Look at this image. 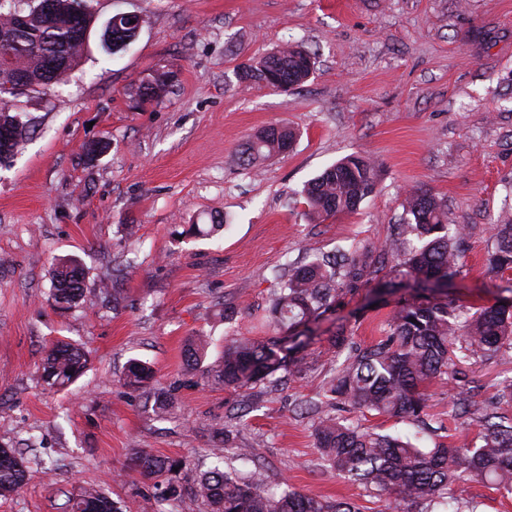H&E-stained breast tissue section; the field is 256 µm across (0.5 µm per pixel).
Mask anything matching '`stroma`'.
Returning a JSON list of instances; mask_svg holds the SVG:
<instances>
[{"mask_svg":"<svg viewBox=\"0 0 512 512\" xmlns=\"http://www.w3.org/2000/svg\"><path fill=\"white\" fill-rule=\"evenodd\" d=\"M90 35L65 83L20 97L31 123L22 148L0 163V446L20 450L26 485L0 498V512H66L95 487L122 512H183L156 502L154 478L133 472L143 453L185 457L190 484L213 460L214 428L228 426L225 470H261L266 487L290 486L385 512L363 486L321 459L300 401L317 396L336 365L327 331L309 350L303 378L250 390L204 385L186 374L189 336L263 337L261 317L284 269L351 244L382 246L402 223L414 188L443 199L448 221L467 228L454 284L464 305L493 302L505 275L491 271V226L512 217V0H90ZM140 18L134 42L107 54L101 34L116 13ZM311 53L309 79L282 92L239 78L242 65L285 44ZM167 72L172 87L135 107L143 77ZM285 124L290 151L241 165L243 145ZM108 138L88 161L83 146ZM352 154L368 156L376 190L358 210L309 219L304 185ZM223 218L209 238L188 225ZM74 256L86 273L83 304L58 310L53 258ZM123 267L120 295L99 292ZM367 288L336 311L355 342L384 334L390 306L367 308ZM234 307L232 321L221 309ZM58 340L83 346L89 370L62 391L43 387L38 367ZM155 376L133 391L119 377L129 360ZM465 389L435 380L428 392L433 447L475 439L460 398L482 400L512 379V359L463 366ZM171 390L167 416L154 396Z\"/></svg>","mask_w":512,"mask_h":512,"instance_id":"35a3bbf8","label":"stroma"}]
</instances>
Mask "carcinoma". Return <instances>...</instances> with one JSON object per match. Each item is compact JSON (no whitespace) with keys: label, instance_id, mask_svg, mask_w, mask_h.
Instances as JSON below:
<instances>
[{"label":"carcinoma","instance_id":"1","mask_svg":"<svg viewBox=\"0 0 512 512\" xmlns=\"http://www.w3.org/2000/svg\"><path fill=\"white\" fill-rule=\"evenodd\" d=\"M27 12L28 24L21 36L22 49L14 52L17 70L28 79V90L48 88L64 80L81 58L83 47L76 28L92 21L88 0H53L55 21L38 9ZM112 53L135 38L139 25L124 14L113 15ZM306 50L285 45L259 59L253 66L255 81L273 74L299 86L308 70L300 66ZM13 70L0 67V161L15 155L24 143L28 127L13 113L23 91L6 88L13 83ZM168 87L167 74L142 81L140 105L158 99ZM293 130L280 126L264 129L247 141L243 163L281 152L293 143ZM375 189L374 168L362 155L347 156L327 167L309 182L303 197L309 213L327 219L350 213ZM406 219L399 236L381 250L396 263L377 280L376 296L396 289H411L410 298L397 302L387 320V331L377 343L360 347L344 326L329 337L336 353L348 351L342 367L327 382L324 398L302 404L313 416V433L324 463L337 475L365 486L386 508L406 506L404 512H476V506L450 495L462 479L512 491V379L503 380L491 398L470 401L464 412L479 413L476 439L452 445L423 448L408 438L364 430L338 416L343 406L362 413L407 419L413 423L426 415L428 385L457 375L454 358L481 361L512 356V285L502 288L493 305L471 311L448 293V285L460 272V249L466 228L448 223L442 199L428 189H415L403 204ZM496 250L489 255L490 269L512 270V221L491 225ZM370 252L350 249L339 255H322L291 271L274 291L266 325L275 335L232 338L224 354L206 362L212 337L194 336L184 349L186 372L201 373L212 385L241 389L264 379L273 380L282 371L288 377L302 375L306 351L313 340L311 325L336 310L347 293L368 274ZM55 305L71 310L85 297V274L74 258L60 259L50 272ZM85 352L70 343H55L42 359L41 379L52 390L70 386L87 368ZM153 378V369L141 360L128 363L122 385L138 390ZM15 448H0V497L18 492L27 472ZM187 459L142 454L136 468L145 476H166L155 487L160 502L182 499L184 508L202 499L210 512H358L345 500L323 498L285 487L278 494L265 487L262 473L247 477L227 473L215 466L202 473L189 500L174 477L187 469ZM68 512H121L99 489L85 488L69 500Z\"/></svg>","mask_w":512,"mask_h":512}]
</instances>
